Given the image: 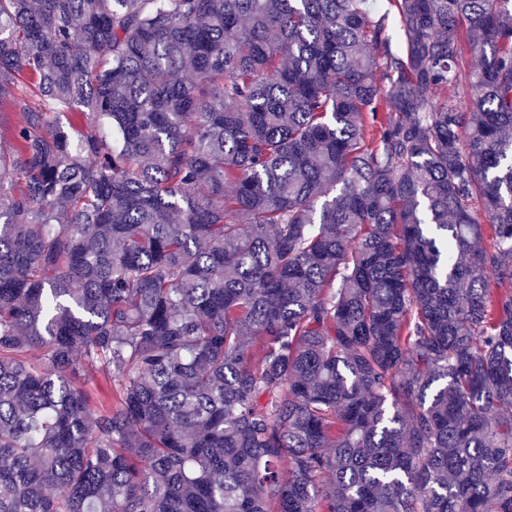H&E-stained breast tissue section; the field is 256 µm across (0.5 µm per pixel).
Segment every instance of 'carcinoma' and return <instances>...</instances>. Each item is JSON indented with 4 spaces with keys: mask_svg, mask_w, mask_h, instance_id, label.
Returning a JSON list of instances; mask_svg holds the SVG:
<instances>
[{
    "mask_svg": "<svg viewBox=\"0 0 512 512\" xmlns=\"http://www.w3.org/2000/svg\"><path fill=\"white\" fill-rule=\"evenodd\" d=\"M390 2L0 0V512H512V0Z\"/></svg>",
    "mask_w": 512,
    "mask_h": 512,
    "instance_id": "1",
    "label": "carcinoma"
}]
</instances>
